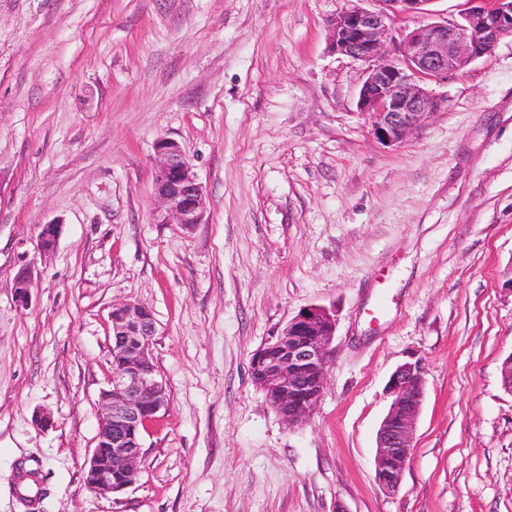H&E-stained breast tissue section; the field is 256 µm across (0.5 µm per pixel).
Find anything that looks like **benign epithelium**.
I'll list each match as a JSON object with an SVG mask.
<instances>
[{
	"instance_id": "benign-epithelium-1",
	"label": "benign epithelium",
	"mask_w": 512,
	"mask_h": 512,
	"mask_svg": "<svg viewBox=\"0 0 512 512\" xmlns=\"http://www.w3.org/2000/svg\"><path fill=\"white\" fill-rule=\"evenodd\" d=\"M380 11L353 7L336 15L328 29L329 49L368 64L358 98V109L368 117L377 141L401 142L445 104L442 96L419 84L422 79L442 82L495 48L512 35V0H467L459 21L423 24L393 44L389 57L387 11L420 13L428 0H379ZM154 191L167 214L185 229L206 220L207 202L202 184L182 146L163 138L156 143ZM61 224L41 227L37 249L52 251ZM33 287L32 270L23 268L15 279L18 305L27 308ZM112 335L121 345L120 364L112 370L110 389L101 394L104 414L96 446L84 465V482L99 495L131 486L138 473L141 435L168 404L167 388L152 359L156 321L141 303H125L111 311ZM336 333V319L325 307L299 310L281 332L251 359L256 385L281 418L290 425L306 420L319 402ZM421 361L400 365L390 376L386 392L390 406L377 436L376 481L387 493L396 491L411 456L413 431L425 392Z\"/></svg>"
}]
</instances>
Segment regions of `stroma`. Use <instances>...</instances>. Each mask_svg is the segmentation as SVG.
<instances>
[{
  "label": "stroma",
  "mask_w": 512,
  "mask_h": 512,
  "mask_svg": "<svg viewBox=\"0 0 512 512\" xmlns=\"http://www.w3.org/2000/svg\"><path fill=\"white\" fill-rule=\"evenodd\" d=\"M356 5L379 7L0 0V512H512V36L386 147L357 107L365 63L327 49L330 19ZM464 5L387 24L398 36ZM162 138L188 154L206 223H166ZM128 302L154 314L169 401L135 483L100 496L83 464L109 315ZM308 305L335 312L336 336L323 395L291 427L250 360ZM416 359L425 397L389 494L385 386Z\"/></svg>",
  "instance_id": "stroma-1"
}]
</instances>
